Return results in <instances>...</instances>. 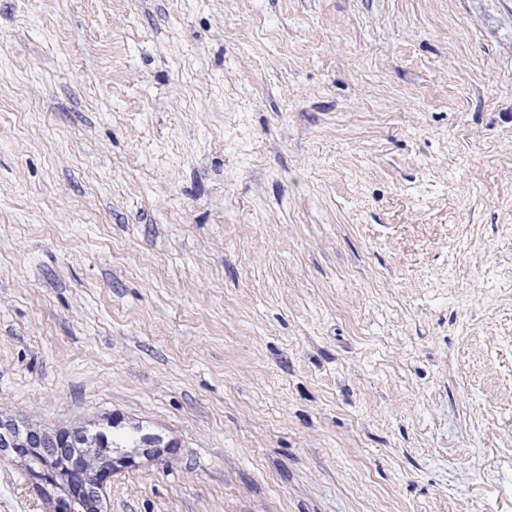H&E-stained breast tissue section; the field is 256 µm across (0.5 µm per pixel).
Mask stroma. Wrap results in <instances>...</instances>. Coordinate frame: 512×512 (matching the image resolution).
Returning a JSON list of instances; mask_svg holds the SVG:
<instances>
[{
    "label": "stroma",
    "instance_id": "obj_1",
    "mask_svg": "<svg viewBox=\"0 0 512 512\" xmlns=\"http://www.w3.org/2000/svg\"><path fill=\"white\" fill-rule=\"evenodd\" d=\"M0 411L157 438L105 512H512V0H0Z\"/></svg>",
    "mask_w": 512,
    "mask_h": 512
}]
</instances>
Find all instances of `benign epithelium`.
I'll return each mask as SVG.
<instances>
[{
	"label": "benign epithelium",
	"mask_w": 512,
	"mask_h": 512,
	"mask_svg": "<svg viewBox=\"0 0 512 512\" xmlns=\"http://www.w3.org/2000/svg\"><path fill=\"white\" fill-rule=\"evenodd\" d=\"M10 453L28 463L29 480L34 489L51 497L50 512H73V503L85 500L91 512H100L101 494L112 480L116 463L127 468L129 458L109 457L99 468L85 467V454L79 448H44L40 445L13 446L10 429L0 424V455Z\"/></svg>",
	"instance_id": "benign-epithelium-1"
}]
</instances>
